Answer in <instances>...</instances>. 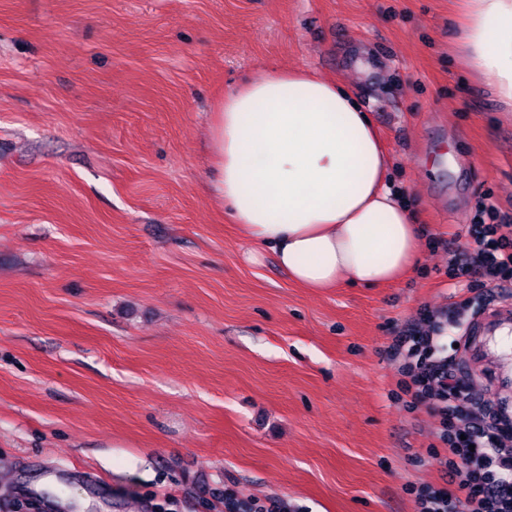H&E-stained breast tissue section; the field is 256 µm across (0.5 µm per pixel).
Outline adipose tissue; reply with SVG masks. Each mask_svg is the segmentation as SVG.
Returning <instances> with one entry per match:
<instances>
[{
  "label": "adipose tissue",
  "mask_w": 512,
  "mask_h": 512,
  "mask_svg": "<svg viewBox=\"0 0 512 512\" xmlns=\"http://www.w3.org/2000/svg\"><path fill=\"white\" fill-rule=\"evenodd\" d=\"M456 50L512 110V0H464ZM213 190L249 239L306 288H374L409 272L419 229L347 87L284 69L226 91L211 125Z\"/></svg>",
  "instance_id": "ef3b65f1"
}]
</instances>
